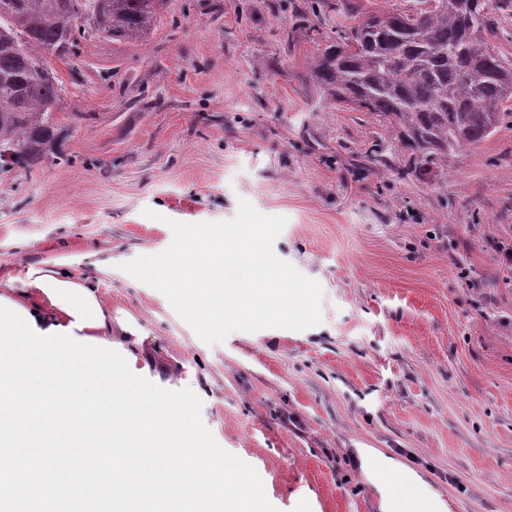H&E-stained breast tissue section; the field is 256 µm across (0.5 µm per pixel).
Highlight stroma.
<instances>
[{
  "instance_id": "35a3bbf8",
  "label": "stroma",
  "mask_w": 512,
  "mask_h": 512,
  "mask_svg": "<svg viewBox=\"0 0 512 512\" xmlns=\"http://www.w3.org/2000/svg\"><path fill=\"white\" fill-rule=\"evenodd\" d=\"M308 0H171L144 42L54 58L58 157L0 172V274L64 263L134 319L144 378L191 389L277 512H388L402 464L436 512H512V116L406 175L382 116L320 103ZM285 217L275 255L322 321L206 344L123 264L170 221Z\"/></svg>"
}]
</instances>
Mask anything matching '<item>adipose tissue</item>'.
I'll list each match as a JSON object with an SVG mask.
<instances>
[{
  "label": "adipose tissue",
  "instance_id": "ef3b65f1",
  "mask_svg": "<svg viewBox=\"0 0 512 512\" xmlns=\"http://www.w3.org/2000/svg\"><path fill=\"white\" fill-rule=\"evenodd\" d=\"M46 274L57 280L84 287L98 302L103 313V323L99 326L82 328L81 337L108 340L112 337L113 329L117 328L130 336L133 344H141L142 338L136 327L124 323L117 327L113 326L112 301L101 291L97 282L86 276L71 274L63 263L59 262L46 268L24 265L15 268L5 278H0V296L25 310L34 312L38 329L46 330L58 325L70 326L74 320L73 315L69 314L62 305L51 303L48 295L36 284L37 278Z\"/></svg>",
  "mask_w": 512,
  "mask_h": 512
}]
</instances>
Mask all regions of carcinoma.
Returning a JSON list of instances; mask_svg holds the SVG:
<instances>
[{"label":"carcinoma","instance_id":"carcinoma-1","mask_svg":"<svg viewBox=\"0 0 512 512\" xmlns=\"http://www.w3.org/2000/svg\"><path fill=\"white\" fill-rule=\"evenodd\" d=\"M168 0H0V166L29 168L55 152L60 86L51 57L75 52L86 28L139 43ZM299 15L321 32L349 0ZM512 0H423L416 12L374 10L314 55L320 101L388 120L414 154L407 174L439 168L512 113V61L494 41Z\"/></svg>","mask_w":512,"mask_h":512}]
</instances>
